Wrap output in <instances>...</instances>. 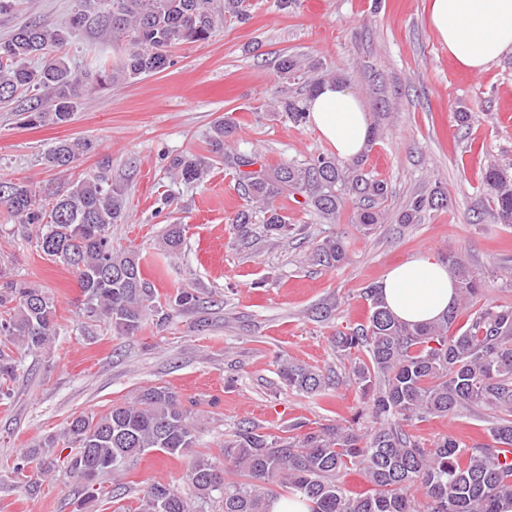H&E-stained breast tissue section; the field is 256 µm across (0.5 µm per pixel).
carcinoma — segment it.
I'll return each instance as SVG.
<instances>
[{
    "mask_svg": "<svg viewBox=\"0 0 512 512\" xmlns=\"http://www.w3.org/2000/svg\"><path fill=\"white\" fill-rule=\"evenodd\" d=\"M104 22L126 39L128 48L117 70L79 77L69 64L52 53L65 33L46 24L19 28L0 43V102L29 94L24 125H62L77 108L82 79L100 86L142 74H157L172 65L169 49L180 43L203 42L217 22L229 14L249 18L245 0H103ZM313 65L294 57L281 58L278 69L292 78ZM319 88L305 82L303 97H285L275 105L296 125L307 123L308 98ZM232 123L219 120L209 137L212 157L234 173L249 206L232 219L240 239L252 237V225L264 236H288L292 225L277 201L298 193L325 219L334 220L343 194L359 197L354 223L371 231L383 223L386 185L361 173V160L346 162L319 154L305 162L284 161L265 167L255 154L226 151ZM94 149L91 141L61 140L45 154L53 168L67 169ZM212 163L186 153L173 159L172 176L187 184H201ZM9 193L0 194L20 224H35L36 247L45 256L72 270L82 296L83 313L104 321L120 335L134 336L151 319L162 327L177 315L203 306L195 288H179L159 301L158 290L146 278L139 253L112 245V225L128 217L127 196L101 173L88 174L65 190L41 197L23 180L0 178ZM483 184L494 204L498 224L512 225V167L492 164ZM438 188L416 196L399 215L413 224L427 208L444 206ZM182 224H168L161 237L163 251L181 253ZM446 261L456 273L458 298L439 319L423 324L401 321L386 307L379 286L364 289L369 310L365 322L333 337L336 352L350 361L348 381L366 404L368 427L322 424L275 437L244 427L224 442L223 456L197 452L185 479L186 497L173 487L154 482L145 491L138 512H203L211 502L221 512H268L272 486L304 501L308 512H500L503 499L512 500V462L500 449L512 448V307L474 306L481 288L480 273L456 251ZM312 260L329 268L342 266L347 249L342 237L328 235L317 243ZM465 323L451 331L461 316ZM54 299L44 290L0 272V342L36 354L57 336ZM19 361L0 351V404L11 400L10 382ZM279 376L289 388L324 395L339 381L321 371L285 362ZM466 408L498 412L491 442L471 447L452 435L430 443L414 430L433 418L450 417ZM65 435L75 445L70 471L85 482L117 471L129 459L148 450L181 457L197 447L194 413L166 386L141 389L129 401L112 405L99 416L78 415L67 423ZM57 443L46 438L16 458L12 470L21 473L33 461L42 472L52 470ZM360 472L370 488L353 492L344 477Z\"/></svg>",
    "mask_w": 512,
    "mask_h": 512,
    "instance_id": "obj_1",
    "label": "carcinoma"
}]
</instances>
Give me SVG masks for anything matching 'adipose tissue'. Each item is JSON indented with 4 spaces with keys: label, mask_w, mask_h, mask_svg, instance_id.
<instances>
[{
    "label": "adipose tissue",
    "mask_w": 512,
    "mask_h": 512,
    "mask_svg": "<svg viewBox=\"0 0 512 512\" xmlns=\"http://www.w3.org/2000/svg\"><path fill=\"white\" fill-rule=\"evenodd\" d=\"M428 20L449 57L471 73L486 72L512 52V0H430ZM309 121L336 158L364 153L368 112L343 83L320 87L309 104ZM379 288L387 307L407 323L441 317L456 298L453 271L427 248L390 269Z\"/></svg>",
    "instance_id": "obj_1"
}]
</instances>
